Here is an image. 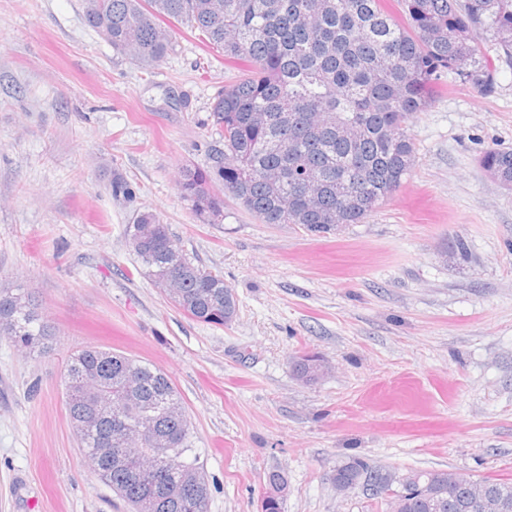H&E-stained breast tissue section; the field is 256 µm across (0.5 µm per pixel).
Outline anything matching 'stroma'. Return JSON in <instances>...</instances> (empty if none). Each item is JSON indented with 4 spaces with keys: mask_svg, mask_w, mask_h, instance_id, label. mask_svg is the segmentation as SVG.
Instances as JSON below:
<instances>
[{
    "mask_svg": "<svg viewBox=\"0 0 512 512\" xmlns=\"http://www.w3.org/2000/svg\"><path fill=\"white\" fill-rule=\"evenodd\" d=\"M173 37L145 70L85 25L82 0H0V284L29 288L57 335L45 356L0 337V512H127L67 417L64 365L84 346L170 376L209 512H260L271 471L288 480L282 512H386L331 483L349 456L512 481V188L479 163L512 149V69L487 95L443 73L409 124L402 186L316 237L229 195L204 224L181 197L241 71L190 28ZM147 211L223 275L231 325L192 319L144 276L126 229ZM303 353L329 366L316 382L292 372Z\"/></svg>",
    "mask_w": 512,
    "mask_h": 512,
    "instance_id": "35a3bbf8",
    "label": "stroma"
}]
</instances>
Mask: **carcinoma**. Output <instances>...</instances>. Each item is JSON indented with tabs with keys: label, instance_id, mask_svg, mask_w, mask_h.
<instances>
[{
	"label": "carcinoma",
	"instance_id": "obj_1",
	"mask_svg": "<svg viewBox=\"0 0 512 512\" xmlns=\"http://www.w3.org/2000/svg\"><path fill=\"white\" fill-rule=\"evenodd\" d=\"M399 23L385 0H83V19L112 50L149 69L173 52L165 22L198 32L228 62L246 73L211 105L220 137L207 168L187 167L182 196L207 224L224 220L229 192L263 224H299L313 235L360 223L392 196L408 175L414 143L407 123L433 101L442 71L454 73L484 95L496 82L494 64L474 35H488L512 64V0H400ZM482 168L512 185V150L489 148ZM144 275L160 286L177 268L175 307L214 327L231 324L238 301L218 273L194 263L151 212L128 228ZM0 336L26 352L53 350L54 326L28 289L0 287ZM65 404L71 423L89 417L91 434L77 432L93 474L136 512L145 495L156 512H208L202 466L188 456L186 414L171 378L155 365L111 350L86 346L66 361ZM123 417L157 438L177 437L158 480L137 477L153 467L136 444L127 465L114 419ZM349 489L374 498L379 483L396 473L348 457L337 466ZM193 473L199 500L173 498L167 488ZM422 484L397 494L398 512H512V482L483 479L490 509L471 508L476 479L447 469L417 473Z\"/></svg>",
	"mask_w": 512,
	"mask_h": 512
}]
</instances>
